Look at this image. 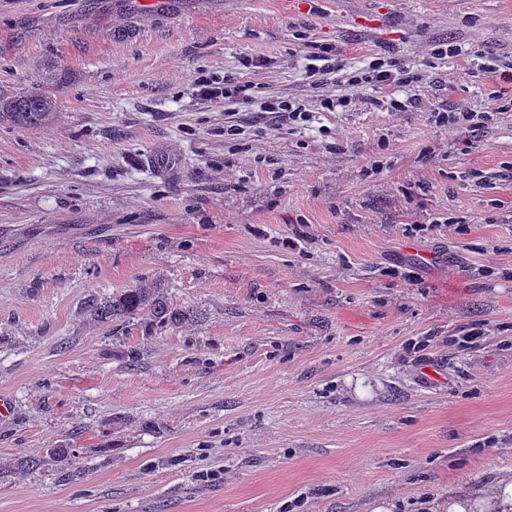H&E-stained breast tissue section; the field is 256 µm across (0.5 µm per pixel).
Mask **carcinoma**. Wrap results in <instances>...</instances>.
Returning <instances> with one entry per match:
<instances>
[{
    "label": "carcinoma",
    "mask_w": 512,
    "mask_h": 512,
    "mask_svg": "<svg viewBox=\"0 0 512 512\" xmlns=\"http://www.w3.org/2000/svg\"><path fill=\"white\" fill-rule=\"evenodd\" d=\"M46 80L64 86L74 81V75L52 65L48 67ZM56 111V99L40 89L0 99V122L19 128L45 125L52 121ZM87 312L101 324L125 327L135 322L147 336L159 329L180 327L195 318L194 311L172 306L155 287L143 283L90 299Z\"/></svg>",
    "instance_id": "carcinoma-1"
}]
</instances>
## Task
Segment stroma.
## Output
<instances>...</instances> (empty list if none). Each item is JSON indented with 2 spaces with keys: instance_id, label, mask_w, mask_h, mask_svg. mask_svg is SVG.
I'll use <instances>...</instances> for the list:
<instances>
[{
  "instance_id": "35a3bbf8",
  "label": "stroma",
  "mask_w": 512,
  "mask_h": 512,
  "mask_svg": "<svg viewBox=\"0 0 512 512\" xmlns=\"http://www.w3.org/2000/svg\"><path fill=\"white\" fill-rule=\"evenodd\" d=\"M309 40L418 80L306 129L243 109L225 136L195 78L314 106ZM49 63L75 75L54 121L0 123V512H445L512 476V111L431 119L512 102V0H0V96L45 88ZM139 282L196 322L90 318ZM434 122L440 126H448L452 129L475 128L489 120L492 112H473L468 108H455L446 112L433 111Z\"/></svg>"
}]
</instances>
